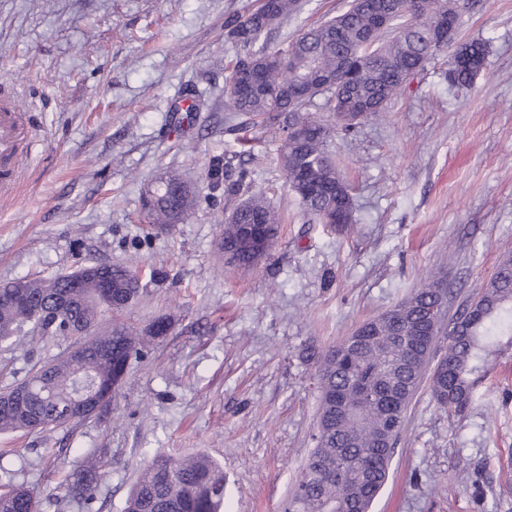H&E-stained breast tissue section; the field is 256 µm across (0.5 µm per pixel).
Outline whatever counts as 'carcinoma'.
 <instances>
[{
  "mask_svg": "<svg viewBox=\"0 0 512 512\" xmlns=\"http://www.w3.org/2000/svg\"><path fill=\"white\" fill-rule=\"evenodd\" d=\"M451 0H351L346 10L304 30L291 43L271 48L265 34L298 13L300 0H259L256 8L225 24L226 36L244 50L224 68V111L246 117L260 133L282 136L279 158L292 190L320 224L341 217L354 223L350 188L326 150L329 127L309 107L322 99L319 111L330 112L344 134L353 133L370 116L387 112L388 103L404 89L407 78L424 69L448 44L427 48L429 34L440 27ZM391 12L390 27L374 29L381 6ZM452 52L449 81L473 83L484 67L485 44L459 43ZM314 66L321 82L307 87L298 70ZM207 177L212 188L224 186L227 199L246 194L224 217L220 250L224 263L251 268L266 256L245 238L247 226H259L272 246L282 217L263 194L249 192L251 173L242 161L226 156L212 160ZM151 223L176 224L194 206L190 186L178 175L161 179L145 203ZM78 296L70 295L65 278H24L0 285V346L21 335L46 339L66 337L58 317V301L68 300L66 317L97 332L110 312H119L142 290L138 273L128 266L94 264ZM112 280V309L98 301L100 280ZM442 278L428 273L407 298L359 330L361 343L348 340L324 350L311 349L319 391L315 448L298 478L288 512H370L384 487L406 412L423 381L432 400L450 416H461L474 403L487 358L499 336L512 337V255L501 258L478 296L475 317L463 311L440 321L433 335L417 334L426 308L446 307ZM448 338L436 355L435 340ZM95 353L76 351L44 362L21 382L0 393V432H49L73 421L63 415L75 386L92 387L99 398L112 399L137 354L133 332L115 326L96 337ZM447 366L440 373L432 365ZM17 471L0 465V512H38L33 490L16 481ZM98 475L94 466H78L67 475L68 504L78 507L95 499ZM125 512H224V470L205 455L173 457L154 454L131 487Z\"/></svg>",
  "mask_w": 512,
  "mask_h": 512,
  "instance_id": "carcinoma-1",
  "label": "carcinoma"
}]
</instances>
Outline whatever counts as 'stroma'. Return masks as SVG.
<instances>
[{"label":"stroma","mask_w":512,"mask_h":512,"mask_svg":"<svg viewBox=\"0 0 512 512\" xmlns=\"http://www.w3.org/2000/svg\"><path fill=\"white\" fill-rule=\"evenodd\" d=\"M257 0H0V92L24 114L20 178L0 197V284L88 263L142 274L143 297L113 315L140 351L110 406L47 434H0V464L33 487L40 512L64 505L65 478L97 450L90 512H124L156 451L204 454L224 469V512H285L312 452L319 392L303 348L335 345L418 288L429 271L456 316L512 253V0H470L458 38L487 47L471 88L432 60L385 117L328 149L349 184L355 224L316 223L293 193L278 136L224 110V67L237 49L224 22ZM348 0H303L272 30L283 45ZM198 107L168 134L185 94ZM243 154L252 191L282 214L269 255L228 272L219 251L223 192L213 157ZM191 181L186 221L151 227L158 178ZM173 319L166 335L150 324ZM72 339L28 336L0 348V388L25 379ZM371 512H512V345L490 356L474 404L448 416L421 387Z\"/></svg>","instance_id":"1"}]
</instances>
